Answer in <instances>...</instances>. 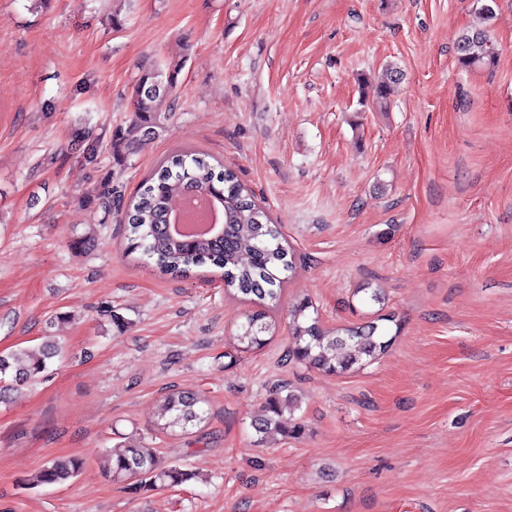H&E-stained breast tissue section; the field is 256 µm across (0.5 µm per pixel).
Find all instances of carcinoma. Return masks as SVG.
Returning <instances> with one entry per match:
<instances>
[{
    "label": "carcinoma",
    "instance_id": "cac0c4a2",
    "mask_svg": "<svg viewBox=\"0 0 512 512\" xmlns=\"http://www.w3.org/2000/svg\"><path fill=\"white\" fill-rule=\"evenodd\" d=\"M457 64L463 69L490 67L496 52L483 29H465L455 40ZM182 66L169 69L144 66L131 90L134 109L126 126L112 136V161L126 164L144 142L159 135L168 120L176 100L178 76ZM401 72L390 68L387 80L373 87L372 99L363 102L377 104L388 99ZM82 158L94 165L99 157V144L84 133ZM193 191L212 192L221 209L224 238L172 237L165 225L174 211L172 198L187 196ZM93 200L107 215L116 211L127 224V248L138 252L154 264L162 274L185 275L194 267L214 266L224 271V286L237 294L251 298L263 307L246 316L237 325L235 341L240 348L251 350L264 344V335L276 329L265 308L279 300L282 274L292 270L293 261L282 244L278 232L271 226L267 212L259 206L251 191L239 181L236 173L215 166L191 152L175 154L160 162L152 176L143 182L135 196L124 200L121 186L113 182L101 185ZM312 303L303 301L290 311L291 341L285 357L319 371L336 374L349 370L366 358L374 360L388 351L392 339L377 333L378 326L369 324L347 328H325L319 317L308 310ZM58 346L48 341L40 356L19 348L0 355V399L19 386L38 381L56 356ZM208 402L200 395L172 391L160 400L157 426L165 432L199 427L209 419ZM299 399L288 385H282L252 418L251 426L259 435L282 430L283 414H293ZM82 463L75 457H58L47 461L31 480L35 486L64 484L76 478ZM100 468L114 481L141 477L153 487L181 484L191 474L178 466L161 464L155 449L145 445H130L122 451L105 453Z\"/></svg>",
    "mask_w": 512,
    "mask_h": 512
}]
</instances>
